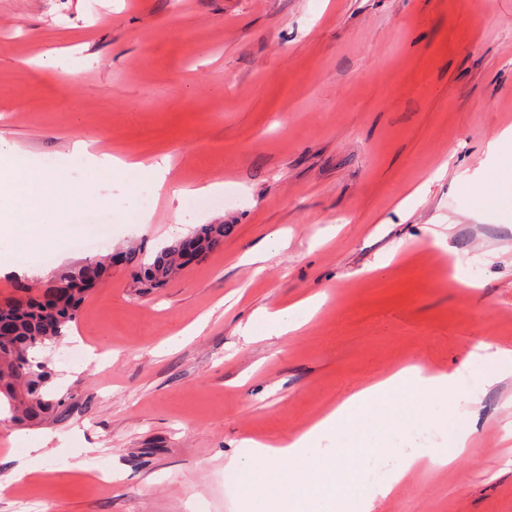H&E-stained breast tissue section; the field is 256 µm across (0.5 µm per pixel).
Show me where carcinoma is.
I'll return each instance as SVG.
<instances>
[{
    "mask_svg": "<svg viewBox=\"0 0 512 512\" xmlns=\"http://www.w3.org/2000/svg\"><path fill=\"white\" fill-rule=\"evenodd\" d=\"M228 224H203L164 248L152 261L130 247L111 260L93 258L66 267L54 276L52 287L58 298L44 306L37 296L11 297L0 301V394L6 398L14 417L20 421L53 418L60 421L69 415L68 398H47L49 372L34 356L36 350L56 344L65 330L77 320L80 306L94 287L79 288L81 270L94 267L97 283L109 275L112 263L123 262L133 269L137 286L143 290L161 288L179 268L204 259L224 246Z\"/></svg>",
    "mask_w": 512,
    "mask_h": 512,
    "instance_id": "cac0c4a2",
    "label": "carcinoma"
}]
</instances>
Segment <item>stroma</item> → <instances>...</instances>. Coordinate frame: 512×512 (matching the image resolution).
Listing matches in <instances>:
<instances>
[{
    "instance_id": "stroma-1",
    "label": "stroma",
    "mask_w": 512,
    "mask_h": 512,
    "mask_svg": "<svg viewBox=\"0 0 512 512\" xmlns=\"http://www.w3.org/2000/svg\"><path fill=\"white\" fill-rule=\"evenodd\" d=\"M510 127L512 0H0L1 137L64 176L81 140L166 156L170 185L239 198L113 215L108 253L232 231L165 287L116 264L83 301L42 353L67 419L0 417V512L22 489L44 512H242L226 466L244 440L297 437L408 363L467 377L468 443L431 462L448 446L435 406L418 466L384 496L368 481L371 512H512V374L479 377L512 353ZM278 230L287 247L242 263ZM86 258L27 251L0 300ZM317 294L288 335L249 321Z\"/></svg>"
}]
</instances>
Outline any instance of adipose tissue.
<instances>
[{"label": "adipose tissue", "mask_w": 512, "mask_h": 512, "mask_svg": "<svg viewBox=\"0 0 512 512\" xmlns=\"http://www.w3.org/2000/svg\"><path fill=\"white\" fill-rule=\"evenodd\" d=\"M69 158L83 178L76 190L58 177L52 160H25L15 144L0 137V195L12 206L10 222L0 225V267L15 266V256L23 249L62 247L78 229L68 220L77 211L113 208L120 215L136 217L140 223L149 222V213L138 208L134 197L115 204L103 198L94 175L108 166L133 171L157 193L166 183V161L147 165L117 156H99L83 142L74 146ZM321 305L320 297H308L264 311L260 321L270 334L284 336L299 329L297 313L312 314ZM463 379L460 373H434L409 364L355 392L297 438L278 446L245 440L249 454L231 462L230 470L252 481L267 475L277 487L274 494L248 502L246 512H341L353 490L337 480L336 453L369 456L394 429L405 427L410 433H418L425 423L426 408L438 402L455 404ZM397 393L405 395L404 403L394 402ZM331 437L336 440L335 447H322V440ZM282 459L287 460V468L270 470V462Z\"/></svg>", "instance_id": "obj_1"}]
</instances>
